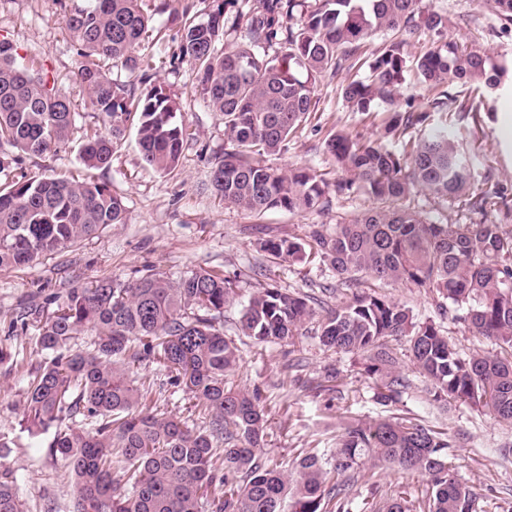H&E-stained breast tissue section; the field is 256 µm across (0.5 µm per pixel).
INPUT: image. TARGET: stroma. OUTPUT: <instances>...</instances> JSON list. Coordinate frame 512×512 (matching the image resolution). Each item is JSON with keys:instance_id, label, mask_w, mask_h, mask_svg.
Returning a JSON list of instances; mask_svg holds the SVG:
<instances>
[{"instance_id": "35a3bbf8", "label": "stroma", "mask_w": 512, "mask_h": 512, "mask_svg": "<svg viewBox=\"0 0 512 512\" xmlns=\"http://www.w3.org/2000/svg\"><path fill=\"white\" fill-rule=\"evenodd\" d=\"M212 0H170V11L155 15L153 27L139 53L150 64L153 80L166 84L181 110L178 123L188 132L179 166L161 174L147 166L136 134L127 131L112 154L108 168L96 178L110 183L126 206V221L95 237L42 258L31 267L0 269V471L12 472L15 491L25 512H74L76 492L65 462L52 454V432L32 436L20 425L28 381L46 356L34 349L35 327L15 329L11 320L21 304L81 288L92 280L120 279L160 273L176 279L192 270H213L238 279L234 304L224 308V334L238 346L240 365L233 385L258 391L267 420L268 436L262 448L267 464L287 471L313 448L333 447L339 426L389 416H415L427 425L447 431L453 443L448 462L471 494L470 512H512V426L487 411L468 405L434 401L430 382L413 366L406 339L393 341L406 388L397 404H379V382L365 371L366 356L324 347L316 324H309L293 342L257 344L238 330L241 309L256 287L272 285L306 294L313 284L329 281L326 268L306 267L269 258L261 244L268 239L301 237L314 224L334 225L374 206L357 191L331 197L327 207L307 212L272 210L250 213L224 205L210 185L215 159L228 146L224 119L209 108L185 63L172 68L177 42L171 16L190 10L208 13ZM426 9L448 18V39L476 44L485 54L512 60V23L502 21L485 0H422ZM61 0H0V35L17 44L22 55L46 62L73 100L79 117L69 143L56 155L27 156L22 166L31 174L82 179L87 171L79 158L87 131L97 124L86 89L75 72L77 56L63 25ZM368 66L356 65L337 77H323L313 95L315 109L290 140L286 150L266 156L267 164L285 169L309 166L328 181L341 172L324 151V142L343 131L375 139L380 126L352 111L342 88L353 79H366ZM487 108L458 118L452 111L431 113L428 128L455 131L473 157L477 177L488 176L507 186L512 208V136L501 118L512 115V90L488 94ZM132 377L148 388L147 397L159 411L183 415L186 395L168 385V372L157 362L131 369ZM429 490L427 476L379 467L374 482H355L351 512H365L374 494L399 495L417 507Z\"/></svg>"}]
</instances>
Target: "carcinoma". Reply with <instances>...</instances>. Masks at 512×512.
<instances>
[{
  "mask_svg": "<svg viewBox=\"0 0 512 512\" xmlns=\"http://www.w3.org/2000/svg\"><path fill=\"white\" fill-rule=\"evenodd\" d=\"M142 0H64L63 29L81 58L78 78L87 89L99 126L87 135L80 160L105 169L112 152L135 127L143 161L169 173L185 140L175 121L180 104L168 87L143 73L120 82L109 69H142L137 54L153 23ZM235 0H213L203 17L182 14L178 53L171 65L194 66L208 106L224 115L229 146L216 159L211 184L224 204L254 213L321 210L328 195L362 191L377 206L348 222L314 224L303 237L269 239L261 248L274 259L327 266L349 301L325 308L319 320L323 346L369 353L371 375L383 379L378 400L395 404L405 389L388 340L410 337L414 366L435 386V396L489 411L512 425V229L498 217L504 187L475 179L463 143L420 135L399 153L385 138L405 136L427 112L397 99L409 71L434 89L450 79L490 90L512 83V64L466 43L443 41L448 18L421 0H260L259 10L238 11ZM245 30L242 41L220 52L223 34ZM384 30L408 38L431 32L438 44L411 57L405 41L386 44L369 61L367 81L343 88L355 112L372 114L380 101L382 138L363 142L337 134L325 142L342 177L329 184L308 167L273 168L261 156L276 154L306 121L319 77L351 68L349 61ZM281 52L270 56L266 48ZM78 112L45 64L28 60L0 39V148L46 155L65 146ZM0 190V268L31 266L42 255L68 248L114 224H123L122 198L105 181H69L25 173L6 176ZM419 186L457 201L479 216L471 224H436L401 203ZM410 284L432 294L441 318L461 320L471 333L509 349L508 356H461L435 322L379 289ZM234 280L194 270L175 281L160 274L127 280L104 277L53 297L50 312H19L21 327L36 324L35 347L52 354L29 380L22 425L31 433L55 428L49 445L74 478L75 512H349V486L366 465L429 476L431 491L419 512H469V492L447 464L448 433L412 417L361 422L344 430L327 453L309 451L283 474L259 453L266 437L256 391L233 386L240 355L224 337L220 317L235 301ZM323 299L276 287L256 289L243 305L242 335L256 343L288 342L302 334ZM88 332L87 351L71 342ZM157 359L170 384L184 390L188 416L207 426L158 413L130 376V368ZM221 453L224 467L214 455ZM222 495H208L215 485ZM0 512H24L14 477L0 473ZM370 512H409L400 496L371 504Z\"/></svg>",
  "mask_w": 512,
  "mask_h": 512,
  "instance_id": "carcinoma-1",
  "label": "carcinoma"
}]
</instances>
